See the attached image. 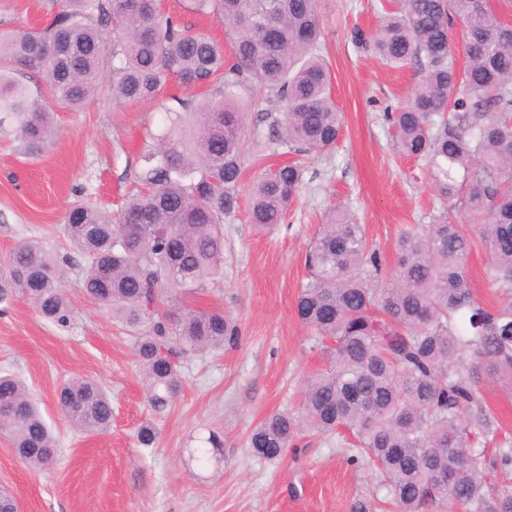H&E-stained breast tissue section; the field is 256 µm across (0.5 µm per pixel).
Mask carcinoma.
Returning <instances> with one entry per match:
<instances>
[{"label":"carcinoma","instance_id":"obj_1","mask_svg":"<svg viewBox=\"0 0 512 512\" xmlns=\"http://www.w3.org/2000/svg\"><path fill=\"white\" fill-rule=\"evenodd\" d=\"M44 28L0 35V60L45 75L52 100L85 106L112 65V99L161 104L168 127L140 156L137 191L117 220L84 203L62 232L84 255L85 293L132 328L149 404L162 409L182 388L189 353L235 347L237 322L193 302L217 284L224 220L237 216L249 155L286 140L303 154L331 152L343 129L320 52L317 0H189L231 34L211 37L165 12L159 0H66ZM461 26L465 66L450 34ZM389 67L422 77L389 115L395 146L432 168L448 215L403 229L393 278L348 210H332L305 256L310 280L297 313L326 367L303 392L304 417L274 413L252 431L256 456L273 460L300 430L342 431L380 474L396 512H512V439L478 394L492 376L512 387V25L489 0H390L370 41ZM209 88L197 107L158 100L166 77ZM283 108L284 119L272 115ZM11 118L29 154L51 136L54 112L0 73V122ZM300 162L265 169L249 190L248 223L286 220L304 183ZM488 254L486 281L498 303L481 306L466 278L474 239ZM22 294L51 323L70 322L54 252L21 241L0 258V304ZM57 403L70 424L99 432L112 397L96 381L69 378ZM0 430L18 458L41 470L58 449L28 387L0 374ZM216 437L193 449L209 464Z\"/></svg>","mask_w":512,"mask_h":512}]
</instances>
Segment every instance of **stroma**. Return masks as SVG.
I'll use <instances>...</instances> for the list:
<instances>
[{"label": "stroma", "mask_w": 512, "mask_h": 512, "mask_svg": "<svg viewBox=\"0 0 512 512\" xmlns=\"http://www.w3.org/2000/svg\"><path fill=\"white\" fill-rule=\"evenodd\" d=\"M379 2L318 0L341 138L332 154L307 161L285 223L259 232L241 214L225 221L219 283L198 304L233 316L240 344L184 359L182 391L161 411L146 400L134 330L83 293V259L60 232L76 200L117 213L136 184L148 133L163 126L161 113L149 103H117L102 87L82 109L56 108L55 133L35 156L14 122L0 124V256L22 239L47 245L65 259L72 306L65 327L20 295L0 314V369L29 387L59 448L56 463L35 472L0 431V488L21 512H384L378 472L353 461L349 434L304 429L277 461L248 445L268 415L301 413L305 382L324 366L296 300L328 211L349 209L390 269L401 230L432 223L448 207L428 165L395 149L386 118L412 96L419 69L389 68L353 41L355 28L376 31ZM63 9L64 0H0V32L45 26ZM75 375L111 394L107 432H79L60 412L56 391ZM146 422L157 431L149 448L136 439ZM212 433L223 445L202 468L192 450Z\"/></svg>", "instance_id": "1"}]
</instances>
